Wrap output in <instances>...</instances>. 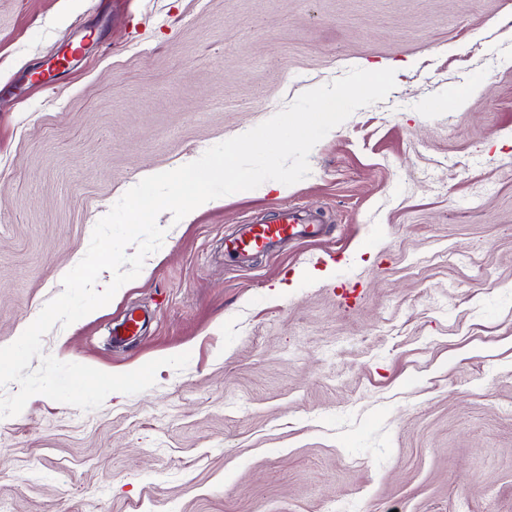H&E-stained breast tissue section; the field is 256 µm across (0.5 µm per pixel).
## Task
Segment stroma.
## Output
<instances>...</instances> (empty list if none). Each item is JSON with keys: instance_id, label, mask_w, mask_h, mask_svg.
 <instances>
[{"instance_id": "obj_1", "label": "stroma", "mask_w": 512, "mask_h": 512, "mask_svg": "<svg viewBox=\"0 0 512 512\" xmlns=\"http://www.w3.org/2000/svg\"><path fill=\"white\" fill-rule=\"evenodd\" d=\"M355 67L396 86L307 178L161 213L140 275L44 336L190 360L0 419L5 512H512V0H0V346L128 189ZM285 207L322 237L225 264Z\"/></svg>"}]
</instances>
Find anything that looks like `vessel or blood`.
I'll return each instance as SVG.
<instances>
[{"label":"vessel or blood","mask_w":512,"mask_h":512,"mask_svg":"<svg viewBox=\"0 0 512 512\" xmlns=\"http://www.w3.org/2000/svg\"><path fill=\"white\" fill-rule=\"evenodd\" d=\"M319 236L314 224L298 223L295 216L282 213L264 224L244 225L239 233L224 242V257L236 262L271 250L286 239L312 241Z\"/></svg>","instance_id":"1"}]
</instances>
